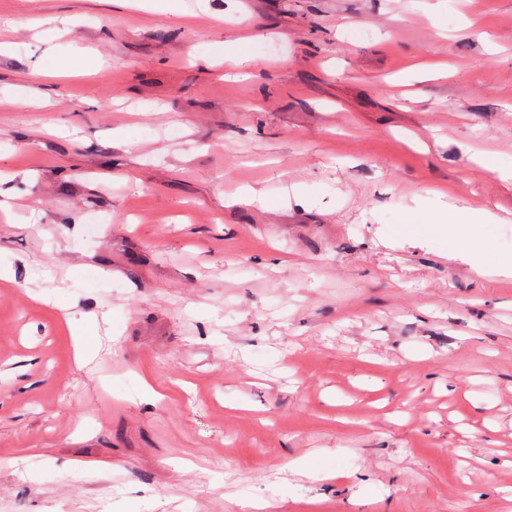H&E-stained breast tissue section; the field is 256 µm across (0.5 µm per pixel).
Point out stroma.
I'll return each mask as SVG.
<instances>
[{"mask_svg":"<svg viewBox=\"0 0 512 512\" xmlns=\"http://www.w3.org/2000/svg\"><path fill=\"white\" fill-rule=\"evenodd\" d=\"M176 5L0 0V512H512V0ZM493 220V215L481 207L470 205L450 207L447 223L454 225L455 236L452 243L458 246L466 244L478 235L481 225L488 224Z\"/></svg>","mask_w":512,"mask_h":512,"instance_id":"stroma-1","label":"stroma"}]
</instances>
